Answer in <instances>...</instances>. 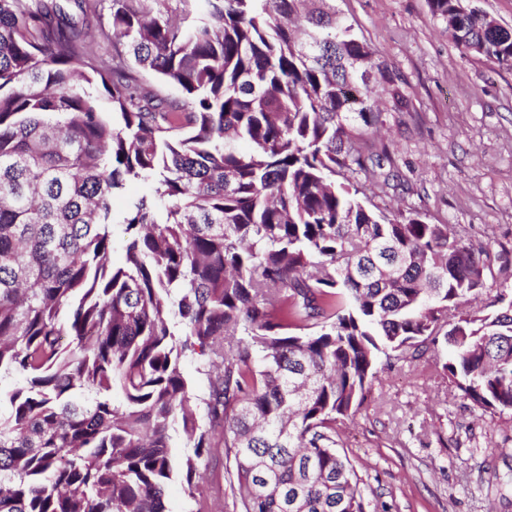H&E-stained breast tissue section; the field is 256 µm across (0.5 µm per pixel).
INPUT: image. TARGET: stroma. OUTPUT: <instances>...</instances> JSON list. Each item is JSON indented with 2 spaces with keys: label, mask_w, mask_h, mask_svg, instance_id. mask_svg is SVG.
I'll return each mask as SVG.
<instances>
[{
  "label": "stroma",
  "mask_w": 512,
  "mask_h": 512,
  "mask_svg": "<svg viewBox=\"0 0 512 512\" xmlns=\"http://www.w3.org/2000/svg\"><path fill=\"white\" fill-rule=\"evenodd\" d=\"M377 56L396 71L405 112L378 107L376 142L389 183L352 174L366 205L417 210L490 247L492 268L512 266V67L463 54L428 0H335ZM446 353L423 348L379 366L362 407L336 428L338 450L361 479L366 512H512V412L483 410L450 383ZM200 495L165 490L168 512H224V451L198 465Z\"/></svg>",
  "instance_id": "obj_1"
}]
</instances>
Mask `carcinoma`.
Segmentation results:
<instances>
[{
	"mask_svg": "<svg viewBox=\"0 0 512 512\" xmlns=\"http://www.w3.org/2000/svg\"><path fill=\"white\" fill-rule=\"evenodd\" d=\"M200 2L177 21L112 0L104 28L98 0H0V378L24 379L0 391V512H167L165 486L195 495L219 447L233 512H365L336 423L427 342L477 406L512 410V297L445 329L486 289L483 247L336 182L382 167L373 100L399 108L395 73L330 0ZM429 7L463 52L512 67V28ZM129 180L152 191L115 266ZM149 191L150 186L147 183L138 180L127 182L125 188L118 192L112 199V215L114 220H120L131 201L148 194ZM200 369H202L200 359L189 358L183 364L184 375L191 384L193 393L199 399L205 397L208 393V380Z\"/></svg>",
	"mask_w": 512,
	"mask_h": 512,
	"instance_id": "cac0c4a2",
	"label": "carcinoma"
}]
</instances>
